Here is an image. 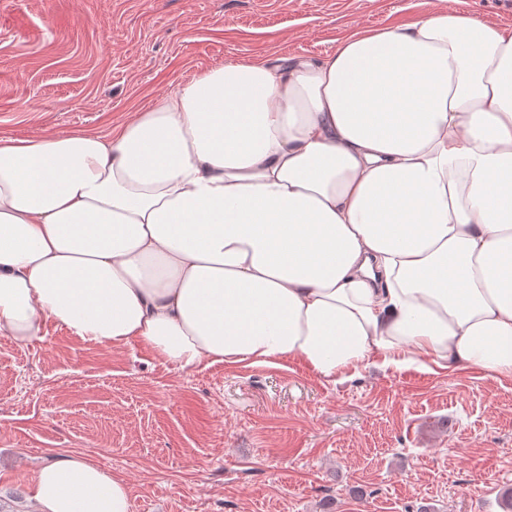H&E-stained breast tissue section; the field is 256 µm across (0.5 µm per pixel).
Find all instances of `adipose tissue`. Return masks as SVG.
Here are the masks:
<instances>
[{"label": "adipose tissue", "instance_id": "ef3b65f1", "mask_svg": "<svg viewBox=\"0 0 512 512\" xmlns=\"http://www.w3.org/2000/svg\"><path fill=\"white\" fill-rule=\"evenodd\" d=\"M185 369L296 357L512 377V30L445 7L197 74L113 126L0 138V335ZM27 512H133L45 462Z\"/></svg>", "mask_w": 512, "mask_h": 512}]
</instances>
